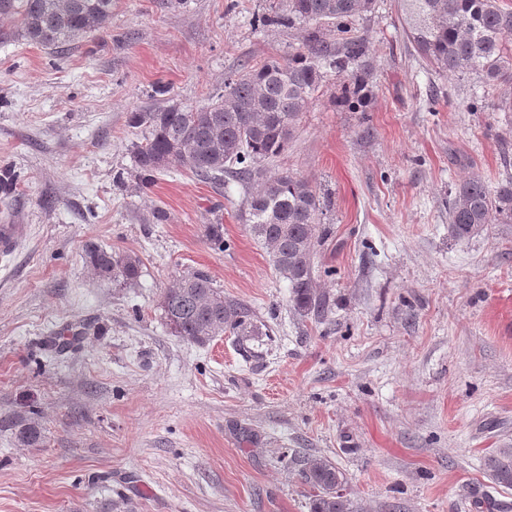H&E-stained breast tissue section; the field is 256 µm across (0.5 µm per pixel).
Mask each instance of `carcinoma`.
Segmentation results:
<instances>
[{
    "instance_id": "obj_1",
    "label": "carcinoma",
    "mask_w": 512,
    "mask_h": 512,
    "mask_svg": "<svg viewBox=\"0 0 512 512\" xmlns=\"http://www.w3.org/2000/svg\"><path fill=\"white\" fill-rule=\"evenodd\" d=\"M401 27L413 49L436 72L457 78H512V8L499 0H398ZM374 0H285L278 22L302 25L301 46L283 61L244 64L224 78V91L195 107L170 105L133 112L130 124L146 130L133 146L142 184L156 174L189 168L219 183L228 175L247 190L246 222L269 250L276 273L288 282L289 303L300 315H324L314 283V248L329 195L285 172L266 175L265 162L284 152L300 114L330 79L343 85L342 102L367 98L377 54L354 26ZM0 15L18 18L17 35L58 54L101 31L112 17V0H0ZM512 223V177L490 189L472 175L455 184L448 199V233L470 238L490 224ZM211 246L225 248L224 227L206 226ZM86 263L116 285L139 277V260L96 243L85 245ZM166 326L176 336L205 344L217 336H250V308L224 295L203 272L181 276L161 301ZM490 488L512 489V448H495L485 459ZM310 512H350L345 473L321 457L306 462Z\"/></svg>"
}]
</instances>
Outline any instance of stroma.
Instances as JSON below:
<instances>
[{"instance_id": "obj_1", "label": "stroma", "mask_w": 512, "mask_h": 512, "mask_svg": "<svg viewBox=\"0 0 512 512\" xmlns=\"http://www.w3.org/2000/svg\"><path fill=\"white\" fill-rule=\"evenodd\" d=\"M282 5L113 0L62 56L0 16V225L26 228L0 260V512H309L303 456L344 471L352 512H486L485 457L512 446V224L453 239L448 193L512 175V112L494 108L512 81L436 73L397 0L357 18L381 47L365 111L327 82L266 165L332 199L320 318L289 305L240 184L136 176L130 113L204 103L243 62L287 58L300 28L259 21ZM90 241L138 257L137 283L100 278ZM195 271L261 335H172L162 296ZM28 425L39 444L19 440Z\"/></svg>"}]
</instances>
